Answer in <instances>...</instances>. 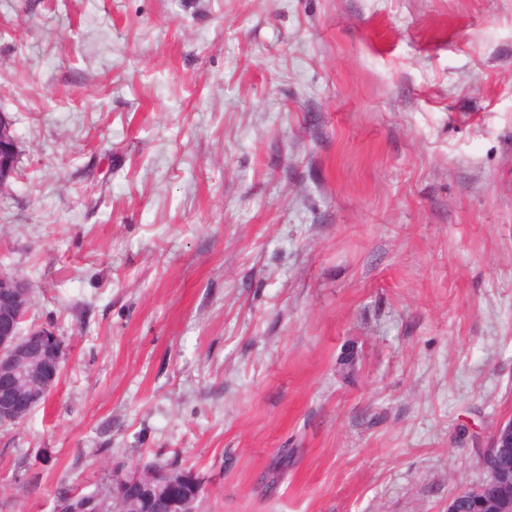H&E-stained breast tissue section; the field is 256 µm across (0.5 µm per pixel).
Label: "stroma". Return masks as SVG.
<instances>
[{
	"label": "stroma",
	"mask_w": 512,
	"mask_h": 512,
	"mask_svg": "<svg viewBox=\"0 0 512 512\" xmlns=\"http://www.w3.org/2000/svg\"><path fill=\"white\" fill-rule=\"evenodd\" d=\"M1 112L0 268L66 360L0 428V512L173 456L204 512H446L484 482L512 0H0ZM19 159L18 138L12 121L0 114V183L4 185L13 177Z\"/></svg>",
	"instance_id": "obj_1"
}]
</instances>
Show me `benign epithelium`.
I'll return each instance as SVG.
<instances>
[{
    "mask_svg": "<svg viewBox=\"0 0 512 512\" xmlns=\"http://www.w3.org/2000/svg\"><path fill=\"white\" fill-rule=\"evenodd\" d=\"M19 159L12 121L0 114V183L13 177ZM29 282L0 269V427L24 420L54 387L65 359L61 338L50 326L21 330L30 307ZM185 476L162 485L167 512H184ZM154 491L152 479L139 471L125 474L112 485L120 501L135 502Z\"/></svg>",
    "mask_w": 512,
    "mask_h": 512,
    "instance_id": "1",
    "label": "benign epithelium"
}]
</instances>
